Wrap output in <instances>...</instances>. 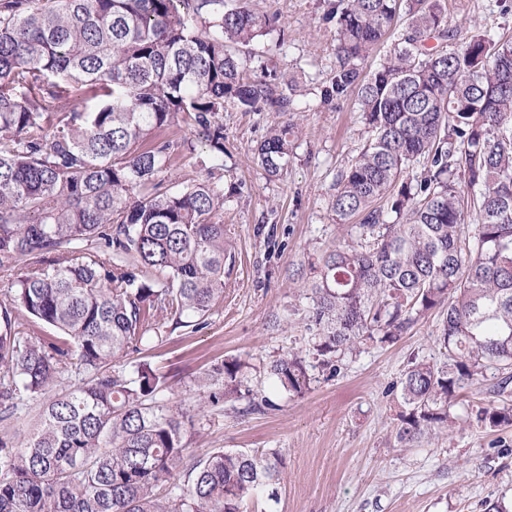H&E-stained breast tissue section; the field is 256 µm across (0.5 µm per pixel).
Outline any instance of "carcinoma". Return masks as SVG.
I'll use <instances>...</instances> for the list:
<instances>
[{
    "mask_svg": "<svg viewBox=\"0 0 512 512\" xmlns=\"http://www.w3.org/2000/svg\"><path fill=\"white\" fill-rule=\"evenodd\" d=\"M401 2L336 0L331 14L338 65L324 98L356 94L371 138L332 203L340 221L358 219L356 244L322 259L305 320L308 351L334 376L366 343L393 344L441 310L444 360L414 358L400 379L397 437L410 443L451 430L452 400L477 378L497 376L499 396L512 386V39L457 42L441 0H412L366 79L359 62ZM275 23L244 0H0V424L18 419L22 394L44 398L25 442L0 436V512H243L277 499L278 450L213 448L185 464L167 378L133 358L163 328L203 327L233 259L224 185L160 191L162 133L203 129L220 170L224 105L267 108L257 163L288 168L282 117L297 90L256 73L251 51ZM22 315L56 334L26 335ZM246 368L213 366L197 411L221 398L265 409ZM266 372L289 396L312 384L299 352ZM477 420L512 426V404Z\"/></svg>",
    "mask_w": 512,
    "mask_h": 512,
    "instance_id": "1",
    "label": "carcinoma"
}]
</instances>
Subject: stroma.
I'll list each match as a JSON object with an SVG mask.
<instances>
[{"instance_id":"obj_1","label":"stroma","mask_w":512,"mask_h":512,"mask_svg":"<svg viewBox=\"0 0 512 512\" xmlns=\"http://www.w3.org/2000/svg\"><path fill=\"white\" fill-rule=\"evenodd\" d=\"M278 15L281 30L253 45L256 58L294 79L300 94L286 120L294 130L292 159L269 176L254 158L267 135L268 111L225 106L224 206L221 218L235 243L224 274V299L201 329L181 328L149 345L148 360L171 377L173 399L192 416L188 457L212 448L266 450L286 458L278 498L248 501L245 512H485L512 503V426L491 429L472 418L492 401L495 380L479 378L457 398L461 423L405 445L396 437L397 386L411 358H440L435 342L442 315L432 311L397 343L368 345L347 357L333 377L313 369L302 396L286 397L258 374L278 355L306 350L308 288L322 257L351 244L349 225L332 210L337 184L368 133L354 97L323 93L336 69V24L329 0H247ZM458 39L484 26L512 35V0H446ZM172 167L161 188L174 192L205 178L209 151L196 130L172 128ZM240 358L252 388L270 405L240 414L230 404L195 414L197 381L213 364Z\"/></svg>"}]
</instances>
